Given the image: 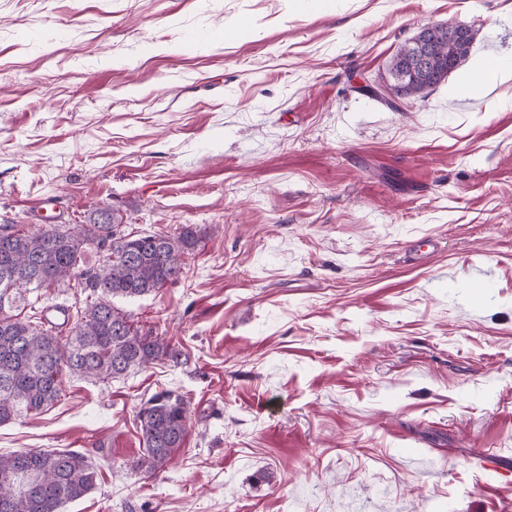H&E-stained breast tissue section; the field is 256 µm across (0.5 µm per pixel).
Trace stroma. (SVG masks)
Wrapping results in <instances>:
<instances>
[{
  "mask_svg": "<svg viewBox=\"0 0 512 512\" xmlns=\"http://www.w3.org/2000/svg\"><path fill=\"white\" fill-rule=\"evenodd\" d=\"M429 22L475 31L466 63L369 98ZM495 56L512 0H0V224L206 229L119 303L179 363L65 376L0 454L92 457L63 512H512V80L457 96ZM164 390L192 414L148 478ZM186 398L175 391H164L140 406L136 420L146 448L136 461L137 469L155 473L183 447L189 417Z\"/></svg>",
  "mask_w": 512,
  "mask_h": 512,
  "instance_id": "stroma-1",
  "label": "stroma"
}]
</instances>
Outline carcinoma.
I'll list each match as a JSON object with an SVG mask.
<instances>
[{"mask_svg":"<svg viewBox=\"0 0 512 512\" xmlns=\"http://www.w3.org/2000/svg\"><path fill=\"white\" fill-rule=\"evenodd\" d=\"M474 31L442 43L419 67L418 48L405 42L393 55L388 74L392 95H424L468 58ZM204 229L185 224L177 233L133 235L121 229L112 209L96 210L78 232L55 226L21 232L0 225V425L50 406L61 397L63 376L79 374L105 381L126 376L181 353L153 329L138 327L114 304L157 292L183 273L185 256ZM99 256L91 267L84 257ZM74 282L88 290L68 335L48 321L33 293L54 283ZM189 408L185 396L161 392L142 404L136 420L145 452L135 468L154 473L183 447ZM100 468L75 450L32 449L0 455V512H61L97 485Z\"/></svg>","mask_w":512,"mask_h":512,"instance_id":"obj_1","label":"carcinoma"}]
</instances>
